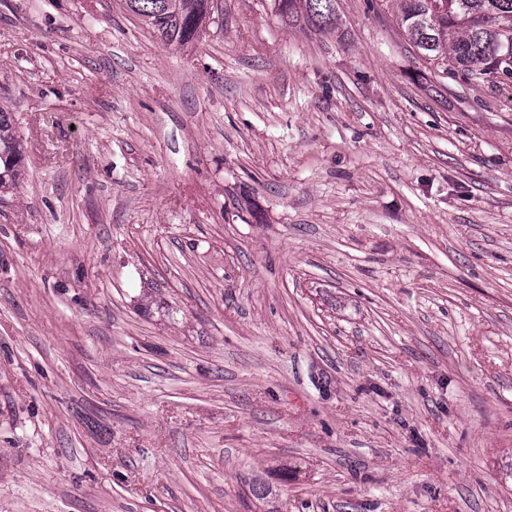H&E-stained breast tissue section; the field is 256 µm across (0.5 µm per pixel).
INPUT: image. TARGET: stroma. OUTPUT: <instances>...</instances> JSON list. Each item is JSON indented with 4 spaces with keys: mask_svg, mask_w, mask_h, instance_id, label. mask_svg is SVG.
<instances>
[{
    "mask_svg": "<svg viewBox=\"0 0 512 512\" xmlns=\"http://www.w3.org/2000/svg\"><path fill=\"white\" fill-rule=\"evenodd\" d=\"M212 5L0 0V512H512V84ZM126 3L166 45L188 44L210 20L208 0H126ZM23 162L22 138L7 112L0 109V192L13 189ZM3 166V171L1 168ZM8 177V179L6 178Z\"/></svg>",
    "mask_w": 512,
    "mask_h": 512,
    "instance_id": "1",
    "label": "stroma"
}]
</instances>
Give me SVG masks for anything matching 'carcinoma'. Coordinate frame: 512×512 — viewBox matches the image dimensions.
I'll return each mask as SVG.
<instances>
[{
	"instance_id": "1",
	"label": "carcinoma",
	"mask_w": 512,
	"mask_h": 512,
	"mask_svg": "<svg viewBox=\"0 0 512 512\" xmlns=\"http://www.w3.org/2000/svg\"><path fill=\"white\" fill-rule=\"evenodd\" d=\"M402 29L420 57L443 73L488 85L512 83V0H395ZM167 45H186L210 20L209 0H126ZM285 23L336 28V0H277ZM23 144L0 110V189L19 179Z\"/></svg>"
}]
</instances>
